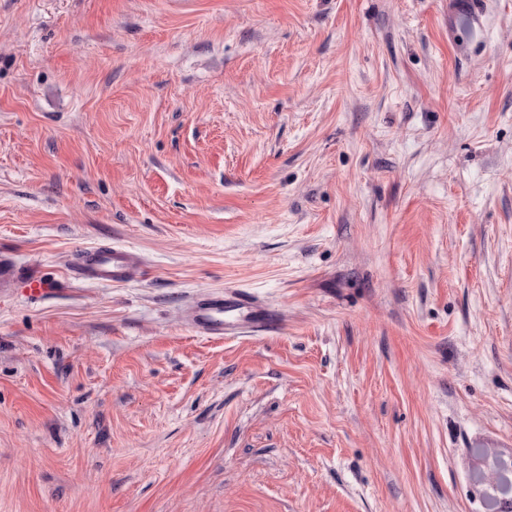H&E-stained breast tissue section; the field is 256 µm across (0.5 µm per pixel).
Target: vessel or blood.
<instances>
[{"instance_id":"vessel-or-blood-1","label":"vessel or blood","mask_w":512,"mask_h":512,"mask_svg":"<svg viewBox=\"0 0 512 512\" xmlns=\"http://www.w3.org/2000/svg\"><path fill=\"white\" fill-rule=\"evenodd\" d=\"M72 272L80 280L127 284L140 280L145 268L135 252L103 246L93 251H79ZM187 318L197 333L216 339L230 333L241 334L250 328L268 329L277 321L272 309L238 288L198 297L189 304Z\"/></svg>"}]
</instances>
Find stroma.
<instances>
[{"instance_id":"stroma-1","label":"stroma","mask_w":512,"mask_h":512,"mask_svg":"<svg viewBox=\"0 0 512 512\" xmlns=\"http://www.w3.org/2000/svg\"><path fill=\"white\" fill-rule=\"evenodd\" d=\"M0 260V512H489L512 0H0ZM72 272L80 280L127 284L140 280L145 268L135 252L103 246L94 251L80 250ZM272 309L254 301L244 290L225 289L221 294H206L191 302L187 318L197 333L223 339L250 328H271L277 321Z\"/></svg>"}]
</instances>
